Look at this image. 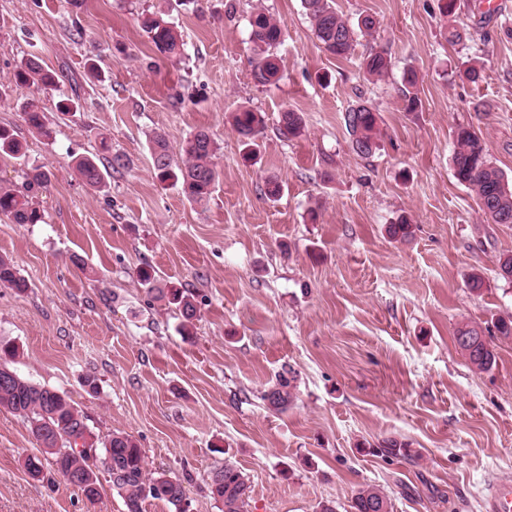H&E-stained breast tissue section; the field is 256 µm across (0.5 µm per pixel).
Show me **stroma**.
I'll use <instances>...</instances> for the list:
<instances>
[{"mask_svg":"<svg viewBox=\"0 0 512 512\" xmlns=\"http://www.w3.org/2000/svg\"><path fill=\"white\" fill-rule=\"evenodd\" d=\"M475 0L442 17L438 0H335L350 19L379 24L349 59L317 41L301 0H0V126L17 131L23 158L0 157V184L46 166L54 177L37 201L41 224L0 216V255L29 283L0 285V339L18 349L21 377L66 393L96 441L122 433L148 471L180 479L190 512H220L211 473L233 463L251 484L248 512H354L372 484L392 512H486L491 482L512 483V339L494 338L496 365L471 369L454 341L461 322L512 316V283L498 275L512 254V224L487 223L475 194L453 176V130L470 126L512 179V0L475 30ZM263 4L280 22L282 78L252 76L248 16ZM164 13L185 52L164 59L141 16ZM471 34L449 43L447 29ZM394 66L369 81L359 68L371 46ZM59 76L41 98L48 117L63 98L76 115L54 140L32 134L16 85L22 58ZM96 60L105 79L91 81ZM481 69L467 80L465 64ZM420 78L419 111H404V66ZM365 103L380 115V147L350 148L343 115ZM264 112L256 160L244 161L228 121L239 107ZM302 115L299 138H280L283 109ZM219 150L208 201H188L154 178L151 137L172 150L197 130ZM130 161L103 191L86 188L74 158L100 139ZM283 184L278 201L267 180ZM407 215L413 238L386 224ZM188 288L199 304L193 335L174 307L137 281ZM479 272L480 293L464 278ZM296 397L270 412L262 393L282 368ZM96 392H88L86 378ZM403 442L384 456L383 441ZM39 441L0 409V512H126L108 475L89 502L51 469L24 465Z\"/></svg>","mask_w":512,"mask_h":512,"instance_id":"35a3bbf8","label":"stroma"}]
</instances>
